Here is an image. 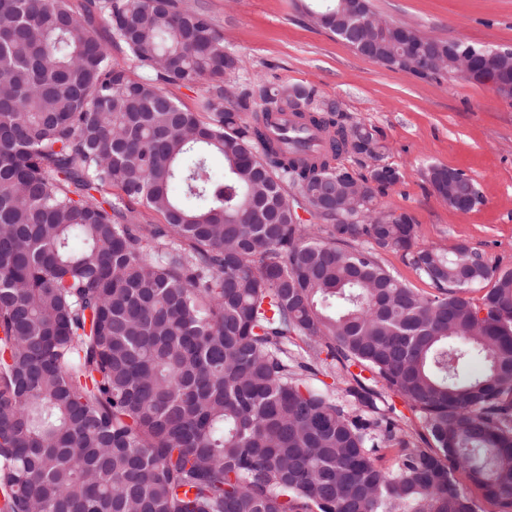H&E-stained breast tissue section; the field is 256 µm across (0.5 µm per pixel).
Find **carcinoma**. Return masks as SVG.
I'll return each mask as SVG.
<instances>
[{
	"mask_svg": "<svg viewBox=\"0 0 512 512\" xmlns=\"http://www.w3.org/2000/svg\"><path fill=\"white\" fill-rule=\"evenodd\" d=\"M363 7L305 9L389 68L471 58L512 85L484 45ZM241 65L182 0H0V512H476L459 474L512 512V271L356 195L335 161L381 154L374 130L313 89L226 91ZM204 81L200 112L166 91ZM274 112L298 120L286 142ZM456 173L427 177L451 208L479 204ZM297 191L351 208L303 224ZM381 263L399 280L409 284L421 293H434V287L429 281L421 279L412 267L403 259L402 253L392 251L380 252Z\"/></svg>",
	"mask_w": 512,
	"mask_h": 512,
	"instance_id": "cac0c4a2",
	"label": "carcinoma"
}]
</instances>
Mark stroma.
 Segmentation results:
<instances>
[{
    "label": "stroma",
    "mask_w": 512,
    "mask_h": 512,
    "mask_svg": "<svg viewBox=\"0 0 512 512\" xmlns=\"http://www.w3.org/2000/svg\"><path fill=\"white\" fill-rule=\"evenodd\" d=\"M213 18L224 46L242 60L224 85L259 80L311 87L338 101L343 119L375 128L382 164L399 173L384 204L407 212L420 242L453 250L464 243L498 271H512V104L489 86L420 79L359 55L313 25L308 0H186ZM373 10L435 38L466 36L512 46V0H370ZM464 170L484 201L468 213L448 207L428 181L429 166Z\"/></svg>",
    "instance_id": "35a3bbf8"
}]
</instances>
